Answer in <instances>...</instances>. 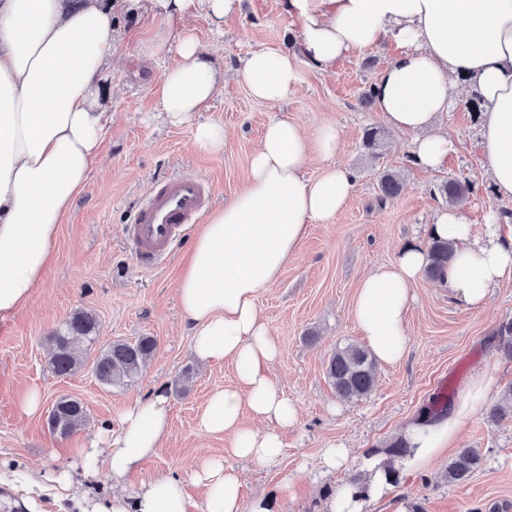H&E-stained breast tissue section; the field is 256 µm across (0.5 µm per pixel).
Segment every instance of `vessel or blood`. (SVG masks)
<instances>
[{"label": "vessel or blood", "instance_id": "1", "mask_svg": "<svg viewBox=\"0 0 512 512\" xmlns=\"http://www.w3.org/2000/svg\"><path fill=\"white\" fill-rule=\"evenodd\" d=\"M213 189L197 175H171L133 206L124 239L140 268L169 257L212 207Z\"/></svg>", "mask_w": 512, "mask_h": 512}]
</instances>
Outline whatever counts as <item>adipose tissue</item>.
Listing matches in <instances>:
<instances>
[{"label": "adipose tissue", "instance_id": "1", "mask_svg": "<svg viewBox=\"0 0 512 512\" xmlns=\"http://www.w3.org/2000/svg\"><path fill=\"white\" fill-rule=\"evenodd\" d=\"M162 18L140 55L175 56L160 80V106L174 125L194 122V143L206 152L224 149L221 123L195 122L218 96V78L192 31L190 16L202 12L222 22L240 0H154ZM296 26L294 51L259 48L241 62L239 75L250 94L279 103L300 86L309 70L325 71L346 56L382 42L398 52L373 84L380 119L410 135L414 163L441 168L455 146L438 126L458 83L480 95L481 163L497 198L512 201V0H285ZM112 10L101 0H0V320L31 297L55 258L64 217L101 160L110 114L96 111L92 89L112 55ZM340 142L335 125L316 137L287 118L272 119L252 155L242 192L213 211L195 236L178 287V301L201 364L230 362L236 386L216 390L198 414L207 434H226V456L201 462L191 475L203 487L200 512H240L241 480L226 458L277 463L282 429L298 421L296 405L271 374L280 348L259 309L261 292L274 284L297 254L310 224L333 223L344 209L354 177L331 165ZM328 164L314 179L304 169L311 150ZM499 219L476 234L459 205L441 209L428 234L450 241L454 257L443 280L449 296L465 308L481 309L491 288L512 280V241L501 240ZM428 264L421 245L402 248L388 266L361 282L353 317L376 360L394 366L406 356V321L413 284ZM494 385L475 377L468 402L433 422H413L404 437L412 447L404 471L423 469L453 441L463 419ZM268 422L258 430L244 412ZM170 423L167 400L158 395L124 408L109 452L81 454L82 472H106L125 480L160 448ZM386 457L368 458V490L337 489L328 512H366L386 495ZM18 485L26 507L35 494L51 497L59 512H190L182 482L158 475L127 496L90 501L72 492L74 476L63 471L44 484L25 475Z\"/></svg>", "mask_w": 512, "mask_h": 512}]
</instances>
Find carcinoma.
<instances>
[{
  "label": "carcinoma",
  "mask_w": 512,
  "mask_h": 512,
  "mask_svg": "<svg viewBox=\"0 0 512 512\" xmlns=\"http://www.w3.org/2000/svg\"><path fill=\"white\" fill-rule=\"evenodd\" d=\"M384 140V132L377 127L365 130L362 146L373 160L381 156L380 149ZM378 202L383 204L396 197L401 188L398 175L389 170H381L377 174ZM437 193L446 202L457 204L474 193V184L470 181L449 180L437 187ZM453 255L452 243L434 239L429 245L430 263L426 275L431 279H441ZM98 330L97 319L90 313L77 311L65 323V329L51 336L53 353L50 366L55 374L68 376L80 367L78 354L72 344L76 339L88 343L96 340ZM157 348L156 339L152 336H141L133 342L117 340L101 351L95 365V377L102 385H126L134 381L141 368L153 357ZM326 375L336 395L342 399H362L367 397L375 385V360L366 349L348 344L338 347L330 355L326 367ZM454 389L448 387L440 391L432 399L425 421L446 413L452 406ZM85 418V407L81 401L71 397H61L55 401L49 415V426L52 431L68 436L77 430ZM483 462L479 452L473 448L460 449L448 463V483H464L477 472Z\"/></svg>",
  "instance_id": "obj_1"
}]
</instances>
